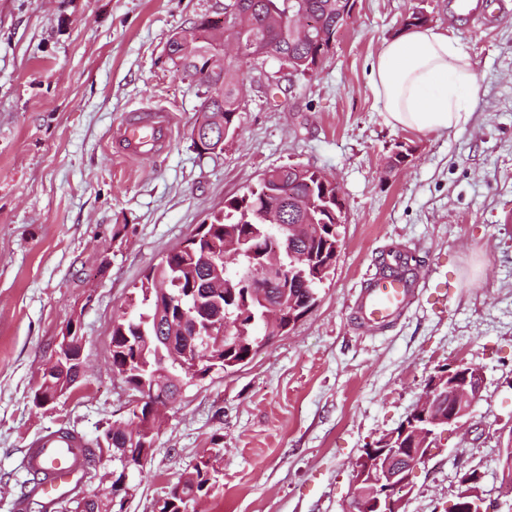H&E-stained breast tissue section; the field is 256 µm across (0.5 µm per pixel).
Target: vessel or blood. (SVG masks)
<instances>
[{
  "label": "vessel or blood",
  "mask_w": 512,
  "mask_h": 512,
  "mask_svg": "<svg viewBox=\"0 0 512 512\" xmlns=\"http://www.w3.org/2000/svg\"><path fill=\"white\" fill-rule=\"evenodd\" d=\"M173 134L171 111L154 107L134 113L118 128L113 141L124 157L138 159L164 148ZM422 286V275L410 271L405 254H390L358 290L352 306L356 323L372 332L386 331L407 312ZM24 465L38 474L33 495L51 507L84 473L85 455L79 440L49 431L32 441Z\"/></svg>",
  "instance_id": "b4317fda"
}]
</instances>
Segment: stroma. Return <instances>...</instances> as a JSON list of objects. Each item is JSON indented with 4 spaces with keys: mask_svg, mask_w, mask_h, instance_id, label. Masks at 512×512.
Wrapping results in <instances>:
<instances>
[{
    "mask_svg": "<svg viewBox=\"0 0 512 512\" xmlns=\"http://www.w3.org/2000/svg\"><path fill=\"white\" fill-rule=\"evenodd\" d=\"M219 0H0V512L22 499L39 434L86 439L132 419L112 370V320L143 272L273 168L334 178L345 205L334 271L315 307L245 365L184 385L157 421L124 512H159L202 458L217 483L196 512H345L353 464L396 428L428 376L482 368L480 401L412 473L406 512H450L476 469L485 499L512 504L500 458L512 438V0L462 14L455 0H355L317 72L243 63L246 96L222 150L191 131L206 89L178 72L170 35ZM423 12L466 47L476 73L467 123L425 136L387 124L370 67ZM172 111L171 143L137 160L109 148L134 112ZM411 154L391 168L396 143ZM415 257L427 286L382 333L352 304L386 254ZM85 375L69 397H34L70 322Z\"/></svg>",
    "mask_w": 512,
    "mask_h": 512,
    "instance_id": "1",
    "label": "stroma"
}]
</instances>
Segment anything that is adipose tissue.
Wrapping results in <instances>:
<instances>
[{
    "instance_id": "ef3b65f1",
    "label": "adipose tissue",
    "mask_w": 512,
    "mask_h": 512,
    "mask_svg": "<svg viewBox=\"0 0 512 512\" xmlns=\"http://www.w3.org/2000/svg\"><path fill=\"white\" fill-rule=\"evenodd\" d=\"M371 78L386 122L422 134L464 124L475 90L463 44L433 26L411 28L389 41L372 63Z\"/></svg>"
}]
</instances>
